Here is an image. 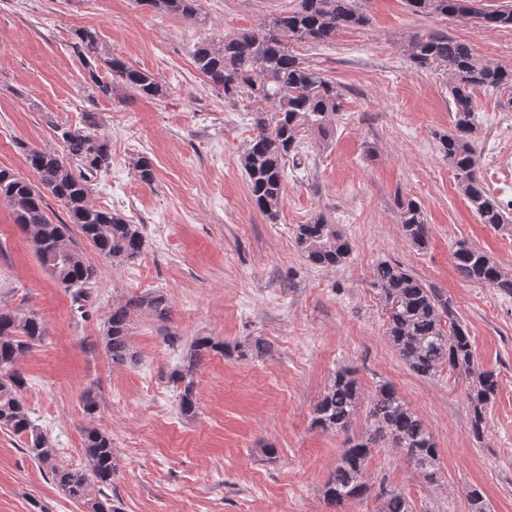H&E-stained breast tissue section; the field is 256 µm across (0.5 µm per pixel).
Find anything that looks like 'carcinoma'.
I'll list each match as a JSON object with an SVG mask.
<instances>
[{
    "instance_id": "1",
    "label": "carcinoma",
    "mask_w": 512,
    "mask_h": 512,
    "mask_svg": "<svg viewBox=\"0 0 512 512\" xmlns=\"http://www.w3.org/2000/svg\"><path fill=\"white\" fill-rule=\"evenodd\" d=\"M161 15H175L187 24L201 21L198 0H140ZM415 14L447 19L469 17L486 28H512V10H489L483 0H406ZM367 14L359 0H299L292 10L276 13L257 27L200 43L192 54L198 72L224 89V98H247L253 105V135L240 157L251 197L270 222L279 216L284 196L286 164L298 160L305 137L328 142L336 134V115L344 92L335 81L289 51L288 43L326 45L345 29L364 26ZM75 50L86 70L87 97L91 101L114 98L129 104L138 98L161 97L166 87L146 70L109 52L94 28L76 32ZM408 59L419 68L439 67L448 80L450 131L438 137V150L454 172L459 193L480 223L499 228L512 223L479 173L476 90H512V69L478 57L472 48L440 31L411 39ZM272 108L274 116L260 108ZM61 152L19 143L24 164L32 177L0 169V201L11 208L14 222L26 235L43 267L65 288L77 311L92 298L99 269L73 239L70 225L79 226L86 242L103 259L115 264L133 263L141 255L143 225L91 202V181L112 166L110 140L98 133L96 117L86 113L80 127L54 124ZM135 177L143 184L155 181L152 159L139 153L132 161ZM61 204L66 222H55L48 197ZM402 235L412 247L429 243L425 211L412 198L397 202ZM293 244L311 265L333 269L352 254L350 241L327 217L318 215L293 231ZM458 274L512 296V273L503 271L488 254L457 245L452 254ZM371 286L377 290L387 314V337L403 363L417 376L431 378L441 368L476 375L467 392L472 435L484 434L487 406L498 390L493 372L474 373V352L467 325L459 319L448 296L423 282L400 265L381 261L373 267ZM146 311L156 321L168 323L172 309L164 294L131 296L112 306L103 344L108 358L118 364L138 360L131 346V321ZM48 329L33 310L0 311V430L26 439V451L38 467L50 474L54 485L81 512H120L112 496L118 463L112 437L93 427L83 431L86 468L76 470L59 459L56 441L32 420L24 399L28 379L19 364L43 343ZM267 351L271 345L258 337L246 345L228 344L214 336H198L187 347L173 378L182 383L179 413L189 420L197 413L193 375L212 355L228 360L243 358L250 348ZM366 409L367 429L349 434L361 409ZM311 426L347 435L336 468L323 487V498L335 509L351 500L371 496L366 481L371 451L380 446L396 449L429 482L437 479L436 443L425 421L388 383L364 397L355 370L341 367L312 412ZM378 512H412L404 493L380 489Z\"/></svg>"
}]
</instances>
